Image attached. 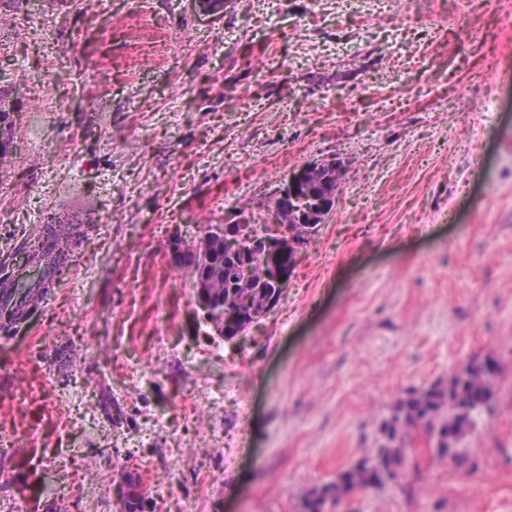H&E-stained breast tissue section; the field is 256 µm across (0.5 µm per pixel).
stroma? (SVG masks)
Returning <instances> with one entry per match:
<instances>
[{
  "mask_svg": "<svg viewBox=\"0 0 512 512\" xmlns=\"http://www.w3.org/2000/svg\"><path fill=\"white\" fill-rule=\"evenodd\" d=\"M1 102L0 269L81 231L0 337V501L118 512L132 474L143 512H304L408 390L491 357L462 464L413 432L326 512H512V0H0ZM333 157L285 292L224 341L173 247Z\"/></svg>",
  "mask_w": 512,
  "mask_h": 512,
  "instance_id": "stroma-1",
  "label": "stroma"
}]
</instances>
